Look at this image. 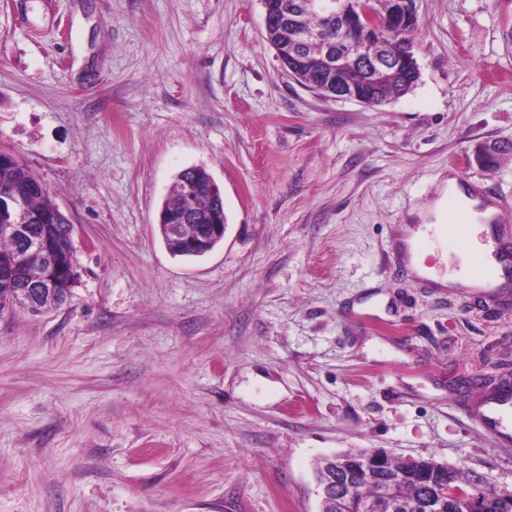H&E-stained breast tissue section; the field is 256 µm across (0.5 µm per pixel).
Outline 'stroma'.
<instances>
[{"label": "stroma", "instance_id": "obj_1", "mask_svg": "<svg viewBox=\"0 0 512 512\" xmlns=\"http://www.w3.org/2000/svg\"><path fill=\"white\" fill-rule=\"evenodd\" d=\"M408 94L371 108L292 79L260 0H0V152L75 226L78 281L0 315V512H319L350 449L463 465L512 488L480 414L512 383V287L439 288L401 245L448 177L512 246V0H418ZM227 227L172 256L183 169ZM470 252L454 212L422 239ZM207 172L199 170H183L176 178L171 197L165 204V220L167 223H180L182 210L189 204L194 181L203 179Z\"/></svg>", "mask_w": 512, "mask_h": 512}]
</instances>
